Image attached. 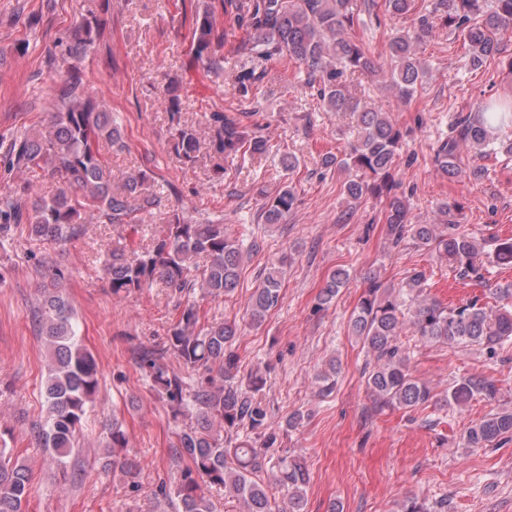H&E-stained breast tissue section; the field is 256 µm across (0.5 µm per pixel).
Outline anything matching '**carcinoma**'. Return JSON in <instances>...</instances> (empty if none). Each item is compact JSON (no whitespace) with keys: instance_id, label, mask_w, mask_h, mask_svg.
Segmentation results:
<instances>
[{"instance_id":"obj_1","label":"carcinoma","mask_w":512,"mask_h":512,"mask_svg":"<svg viewBox=\"0 0 512 512\" xmlns=\"http://www.w3.org/2000/svg\"><path fill=\"white\" fill-rule=\"evenodd\" d=\"M384 12L401 18L412 11L414 0H383ZM224 14L245 30L247 39L239 49H250L261 58H289L305 68V85L316 90L317 99L329 112L359 113L357 137L342 157L327 155L322 164L345 174L342 188L347 198L358 201L367 194L389 196L385 212L387 234L394 246L406 238L448 261L463 281L485 280L484 246L454 220L448 204L441 213L444 224H414L406 202L391 194L393 171L403 147L401 130L389 113L360 107L349 93V77L377 72L365 43L350 36L360 12L357 0H218ZM215 6H206L192 22L191 59L217 74L224 70V35L214 27ZM106 26L99 16L81 17L56 45L54 57L69 63L67 78L54 103L55 112L47 125L16 136L8 145L12 167L21 173L44 174L59 179L55 195L36 198L31 208L26 200L35 194L34 181L26 178L0 195V241L9 239L12 225L27 224L31 235L67 240L85 224L133 225L161 203L150 190L141 171L125 176L119 189L112 187V169L101 153L100 143L124 147L121 133L106 104L83 83L80 69L72 64L96 49ZM465 31L468 62L475 69L506 52L503 40L512 38V0H427L413 30L394 29L388 42V77L384 88L402 99L411 98L430 74L428 63L418 56L419 44L438 27ZM261 80L255 70L237 78L238 93L246 97ZM179 80L169 83L163 101L176 123L173 149L186 163H193L200 150L198 130L180 123ZM512 125V103L490 99L455 123L453 135L434 151L438 172L461 173L460 151L478 155L497 144L512 154V139L494 138V133ZM215 151L226 158L240 154H264L268 140L246 135L242 120L224 112L208 117ZM297 196L286 185L266 196L265 223L279 224L296 206ZM249 249L224 231V225L201 222L174 213L150 249L140 251L131 244L112 249L104 273L112 291L133 293L156 280L176 292L201 288L210 296H226L236 288L245 253ZM206 259L198 265L197 259ZM284 261L271 264L248 304L250 320L264 321L282 300ZM350 276L335 270L326 281L321 300L327 304L346 287ZM425 275H411L406 287L394 291L374 274L350 319L351 334L363 342L373 365L366 371V385L376 402L387 408L428 407L432 389L416 379L410 358L399 342L403 329L412 327L428 343L478 346L494 354L512 342V283L499 285L495 295L500 305L488 307L476 301L462 306H445L430 298ZM198 311L187 304L170 330L169 344L162 349L143 347L137 353L140 368L150 372L154 386L170 405L173 417L193 407L195 424L178 435L176 451L192 462L175 489H162L167 501L177 500V512H213L205 489L219 486L237 498L242 512H305L307 468L298 456H282L271 468L269 483L254 479L263 470L268 450L277 434L265 427L266 413L254 397L235 382L237 362L228 351L237 335L234 323L197 329ZM37 325L49 357L44 398L48 427L39 432L41 447L52 449L62 459L71 452L87 405L99 388L92 353L78 334L74 312L60 289L45 292ZM174 355L187 376L202 372L194 385L186 376L171 372L162 359ZM499 393L489 379L460 377L444 395L449 405L463 406L475 398L494 401ZM249 430L241 439L231 432ZM512 436V410L489 413L463 434L467 448H486ZM274 485L284 492L277 501L269 493ZM31 474L0 445V512H28Z\"/></svg>"}]
</instances>
